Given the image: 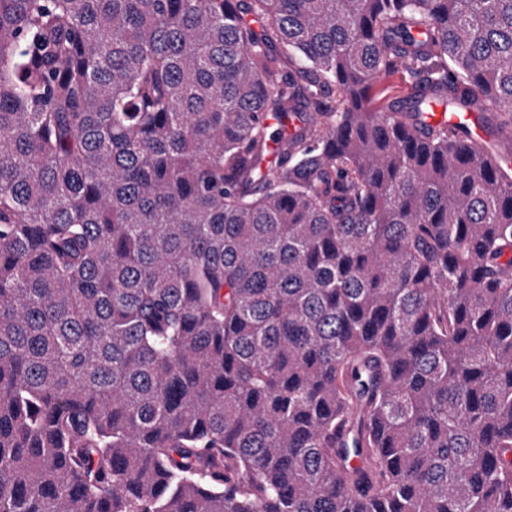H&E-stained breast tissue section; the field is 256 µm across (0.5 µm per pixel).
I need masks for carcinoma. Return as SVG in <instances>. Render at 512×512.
<instances>
[{"instance_id": "carcinoma-1", "label": "carcinoma", "mask_w": 512, "mask_h": 512, "mask_svg": "<svg viewBox=\"0 0 512 512\" xmlns=\"http://www.w3.org/2000/svg\"><path fill=\"white\" fill-rule=\"evenodd\" d=\"M436 104L512 128V0H0V512H512V168Z\"/></svg>"}]
</instances>
